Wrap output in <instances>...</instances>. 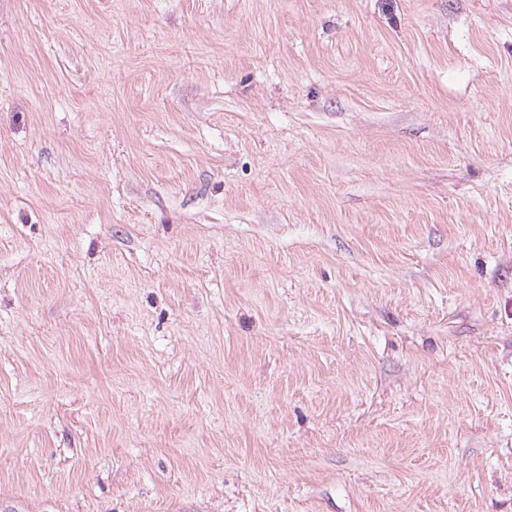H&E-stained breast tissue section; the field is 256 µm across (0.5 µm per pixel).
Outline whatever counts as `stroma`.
<instances>
[{"label":"stroma","instance_id":"obj_1","mask_svg":"<svg viewBox=\"0 0 512 512\" xmlns=\"http://www.w3.org/2000/svg\"><path fill=\"white\" fill-rule=\"evenodd\" d=\"M0 512H512V0H0Z\"/></svg>","mask_w":512,"mask_h":512}]
</instances>
